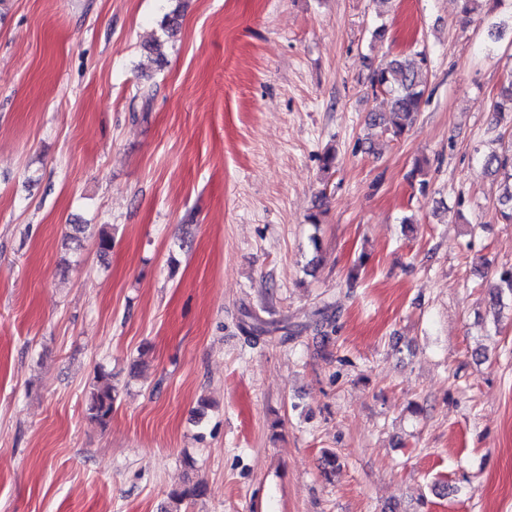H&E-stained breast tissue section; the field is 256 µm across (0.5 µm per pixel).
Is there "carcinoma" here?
Listing matches in <instances>:
<instances>
[{"instance_id": "1", "label": "carcinoma", "mask_w": 512, "mask_h": 512, "mask_svg": "<svg viewBox=\"0 0 512 512\" xmlns=\"http://www.w3.org/2000/svg\"><path fill=\"white\" fill-rule=\"evenodd\" d=\"M426 66L427 55L424 52H419L412 58L398 55L389 62L387 67L373 74L372 87L388 93L391 96L392 105L389 114L372 115L369 118V127L378 128L381 132L394 138L401 137L412 127L423 101L422 69ZM493 111L497 114L498 122L512 125V78L502 85ZM481 162L488 173L501 179L503 192L498 198V212L503 220L512 223V145L499 153L493 152L482 156ZM76 231L90 232L91 236L95 237L101 251L112 249L111 225H79ZM505 290L512 293V268L500 271L498 281L491 294L492 299H499ZM274 331L285 332L282 340L287 341L301 333V328L288 324L285 319L266 322L257 317L249 325V333L256 337ZM116 396L117 391L112 385L111 375L106 372L99 373L96 385L89 392L87 398L89 418L102 426L106 425L112 417ZM200 493L201 489L198 486L171 491L168 512H181L184 502Z\"/></svg>"}]
</instances>
